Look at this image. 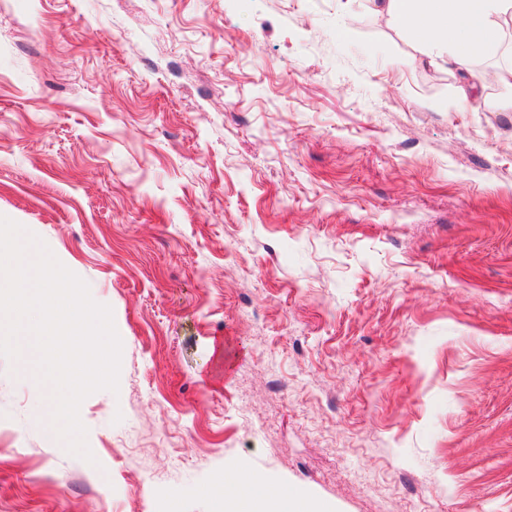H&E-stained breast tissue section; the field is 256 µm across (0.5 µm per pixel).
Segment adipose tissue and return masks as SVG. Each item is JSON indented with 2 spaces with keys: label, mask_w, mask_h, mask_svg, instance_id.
<instances>
[{
  "label": "adipose tissue",
  "mask_w": 512,
  "mask_h": 512,
  "mask_svg": "<svg viewBox=\"0 0 512 512\" xmlns=\"http://www.w3.org/2000/svg\"><path fill=\"white\" fill-rule=\"evenodd\" d=\"M379 12L425 44L457 48L454 61L464 64L497 42L500 19L512 17V0H383ZM211 493L224 512H310L309 503L287 488L272 492L261 481L237 483L231 496L218 483Z\"/></svg>",
  "instance_id": "1"
}]
</instances>
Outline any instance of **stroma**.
Wrapping results in <instances>:
<instances>
[{
    "mask_svg": "<svg viewBox=\"0 0 512 512\" xmlns=\"http://www.w3.org/2000/svg\"><path fill=\"white\" fill-rule=\"evenodd\" d=\"M370 0H0V215L109 305L95 463L0 357V512H512V88ZM231 481L236 485L232 496L224 492L225 479L211 488L212 495L223 503L225 512H311V505L290 494L286 487L270 493L262 481L240 482L231 478L227 483Z\"/></svg>",
    "mask_w": 512,
    "mask_h": 512,
    "instance_id": "1",
    "label": "stroma"
}]
</instances>
